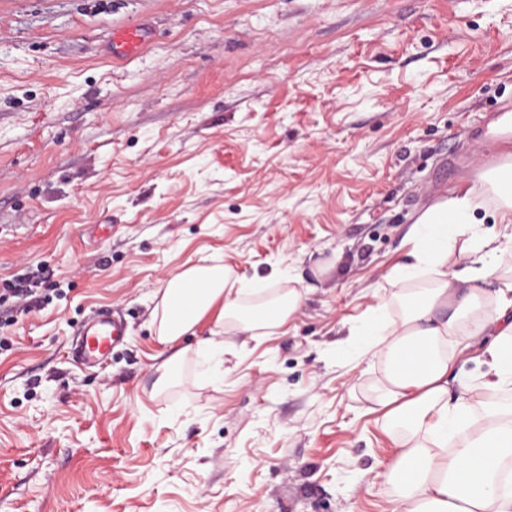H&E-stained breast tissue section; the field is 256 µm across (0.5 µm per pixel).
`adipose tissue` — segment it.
I'll use <instances>...</instances> for the list:
<instances>
[{"mask_svg":"<svg viewBox=\"0 0 512 512\" xmlns=\"http://www.w3.org/2000/svg\"><path fill=\"white\" fill-rule=\"evenodd\" d=\"M489 204L487 227L476 212ZM412 239V263L387 274L395 316L377 307L365 331V352L384 365L375 403L384 427L397 432L385 473L394 487L390 512H512V401L484 399L512 392V275L501 271L512 249V162L425 210ZM425 273L431 287L410 289ZM482 280L494 292L479 288ZM248 291L220 263L191 265L164 281L152 322L171 354L157 368V387L174 382L183 356L175 344L206 318L220 329L273 330L302 302L297 289H273L247 306ZM479 338L473 375L456 367L455 356Z\"/></svg>","mask_w":512,"mask_h":512,"instance_id":"1","label":"adipose tissue"}]
</instances>
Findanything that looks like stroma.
Returning <instances> with one entry per match:
<instances>
[{"label":"stroma","instance_id":"obj_1","mask_svg":"<svg viewBox=\"0 0 512 512\" xmlns=\"http://www.w3.org/2000/svg\"><path fill=\"white\" fill-rule=\"evenodd\" d=\"M511 110L512 0H0V282L57 286L0 306V512H390L381 365L347 333L418 217L504 163L481 129ZM204 258L302 304L225 327L220 381L205 319L157 390L152 296ZM103 309L127 335L89 368ZM145 45L144 30L135 26L128 27L113 36L112 53L119 57H131L138 54ZM51 286L42 265L37 264L35 268L28 267L24 274L8 283L7 288L0 289V305L2 306L10 298H16V303L22 302L35 295L38 290L54 291L55 289L49 288ZM125 324L120 317L98 315L88 321L78 334L76 350L82 364L102 365L124 336Z\"/></svg>","mask_w":512,"mask_h":512}]
</instances>
